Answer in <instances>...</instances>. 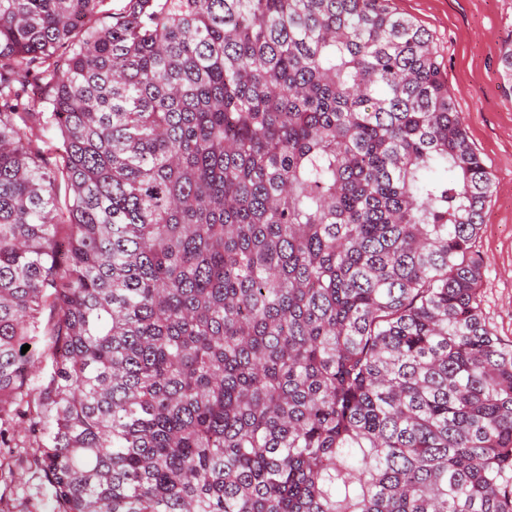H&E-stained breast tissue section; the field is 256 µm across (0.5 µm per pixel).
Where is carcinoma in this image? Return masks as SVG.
Segmentation results:
<instances>
[{
  "instance_id": "cac0c4a2",
  "label": "carcinoma",
  "mask_w": 512,
  "mask_h": 512,
  "mask_svg": "<svg viewBox=\"0 0 512 512\" xmlns=\"http://www.w3.org/2000/svg\"><path fill=\"white\" fill-rule=\"evenodd\" d=\"M104 2L0 0V414L59 512H512L493 178L432 36Z\"/></svg>"
}]
</instances>
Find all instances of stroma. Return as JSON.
Instances as JSON below:
<instances>
[{
    "mask_svg": "<svg viewBox=\"0 0 512 512\" xmlns=\"http://www.w3.org/2000/svg\"><path fill=\"white\" fill-rule=\"evenodd\" d=\"M434 38L448 91L468 140L493 175L477 248L484 258V314L502 339L512 340V86L500 54L512 43V0H391ZM17 447H0V498L11 512H57L40 475L29 472L32 451L24 426L12 420Z\"/></svg>",
    "mask_w": 512,
    "mask_h": 512,
    "instance_id": "stroma-1",
    "label": "stroma"
}]
</instances>
